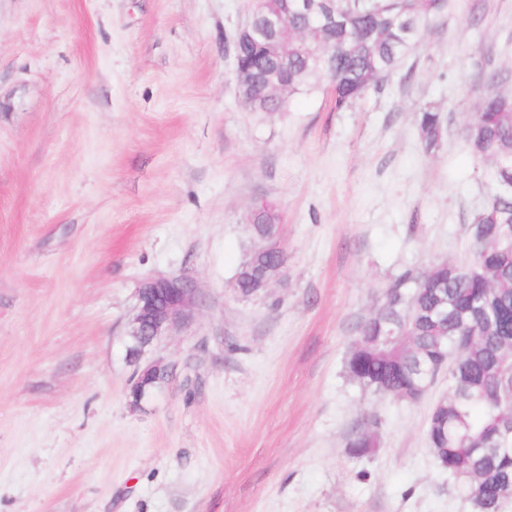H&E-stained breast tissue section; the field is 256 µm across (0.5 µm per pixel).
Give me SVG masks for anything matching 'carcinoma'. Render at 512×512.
Instances as JSON below:
<instances>
[{
    "mask_svg": "<svg viewBox=\"0 0 512 512\" xmlns=\"http://www.w3.org/2000/svg\"><path fill=\"white\" fill-rule=\"evenodd\" d=\"M442 9L435 0H313L303 14L293 0H266L263 11L284 19L274 44L287 62L271 84L273 54L238 42L236 74L251 81L258 101L245 107L283 112L293 95L324 79L334 108H349L383 84ZM476 121L480 135L464 142L489 164L491 188L471 223L484 235L478 265L441 262L392 280L345 368L363 391L409 403L446 376L448 394L427 421L428 447L439 468L460 481L475 512H500L512 496V446L501 445L512 428V245L500 229L512 224V96H485ZM419 130L426 150L436 148L442 113L421 109ZM347 447L351 456L366 457L375 436L357 429Z\"/></svg>",
    "mask_w": 512,
    "mask_h": 512,
    "instance_id": "obj_1",
    "label": "carcinoma"
}]
</instances>
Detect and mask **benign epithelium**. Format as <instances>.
<instances>
[{"label": "benign epithelium", "mask_w": 512, "mask_h": 512, "mask_svg": "<svg viewBox=\"0 0 512 512\" xmlns=\"http://www.w3.org/2000/svg\"><path fill=\"white\" fill-rule=\"evenodd\" d=\"M280 18L271 14L264 15V22L259 27L246 23L240 31L248 33L254 39L269 30L279 27ZM253 252L277 257L285 254L284 248L272 235L259 238ZM284 264L273 263L262 278L257 288L266 289L270 283L282 279ZM197 297V290L192 280L183 276L151 277L143 281L138 289L135 314L131 322V352L135 359H140L145 348L171 328L185 322L192 312ZM171 367L161 361L138 364L132 375V395L143 399L160 382L171 377Z\"/></svg>", "instance_id": "7a95c632"}]
</instances>
